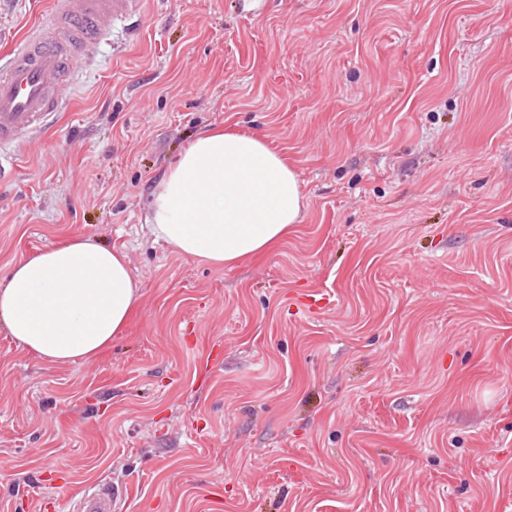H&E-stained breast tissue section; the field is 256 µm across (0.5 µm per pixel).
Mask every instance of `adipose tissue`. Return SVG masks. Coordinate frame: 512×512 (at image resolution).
I'll return each mask as SVG.
<instances>
[{
  "instance_id": "adipose-tissue-1",
  "label": "adipose tissue",
  "mask_w": 512,
  "mask_h": 512,
  "mask_svg": "<svg viewBox=\"0 0 512 512\" xmlns=\"http://www.w3.org/2000/svg\"><path fill=\"white\" fill-rule=\"evenodd\" d=\"M304 196L287 161L262 138L234 129L197 136L149 202L154 241L224 266L280 244ZM141 298L123 249L87 237L25 256L0 279V322L17 345L55 365L112 347Z\"/></svg>"
}]
</instances>
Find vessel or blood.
<instances>
[{"instance_id":"1","label":"vessel or blood","mask_w":512,"mask_h":512,"mask_svg":"<svg viewBox=\"0 0 512 512\" xmlns=\"http://www.w3.org/2000/svg\"><path fill=\"white\" fill-rule=\"evenodd\" d=\"M144 0H52L40 24L17 40L0 62V171L23 137L43 131L63 109V90L79 61L94 55L108 20L142 13ZM123 494L99 485L81 495L75 512H121Z\"/></svg>"}]
</instances>
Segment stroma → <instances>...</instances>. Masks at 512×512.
I'll use <instances>...</instances> for the list:
<instances>
[{
	"mask_svg": "<svg viewBox=\"0 0 512 512\" xmlns=\"http://www.w3.org/2000/svg\"><path fill=\"white\" fill-rule=\"evenodd\" d=\"M50 0H0V42ZM0 182V277L73 237L141 284L102 358L0 323V512H512V0H145ZM292 166L299 224L213 267L154 242L199 132ZM332 294L316 316L298 309ZM124 494L109 484H101L91 492L81 495L74 503L77 512L123 511Z\"/></svg>",
	"mask_w": 512,
	"mask_h": 512,
	"instance_id": "1",
	"label": "stroma"
}]
</instances>
